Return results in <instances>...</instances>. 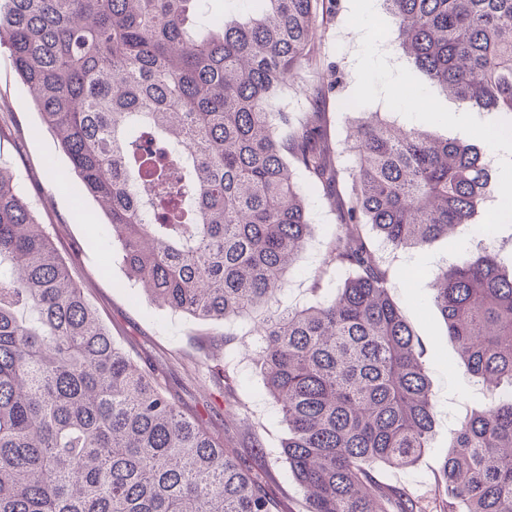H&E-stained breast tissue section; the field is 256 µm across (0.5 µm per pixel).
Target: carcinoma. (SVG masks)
I'll use <instances>...</instances> for the list:
<instances>
[{"instance_id": "obj_1", "label": "carcinoma", "mask_w": 512, "mask_h": 512, "mask_svg": "<svg viewBox=\"0 0 512 512\" xmlns=\"http://www.w3.org/2000/svg\"><path fill=\"white\" fill-rule=\"evenodd\" d=\"M0 0V46L84 194L108 203L129 275L172 311L258 318L256 353L288 427L282 454L308 512H512V269L463 253L433 303L465 371L499 393L448 448L434 508L379 481L412 465L434 412L420 345L364 234L423 248L476 223L494 193L486 153L369 116L339 189L332 87L274 111L311 32L340 0ZM408 62L465 108L512 119V0H383ZM302 173L336 212L340 287L274 310L310 222ZM239 454L120 346L0 166V512H286L259 440Z\"/></svg>"}]
</instances>
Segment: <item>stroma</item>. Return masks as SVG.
Masks as SVG:
<instances>
[{
    "label": "stroma",
    "mask_w": 512,
    "mask_h": 512,
    "mask_svg": "<svg viewBox=\"0 0 512 512\" xmlns=\"http://www.w3.org/2000/svg\"><path fill=\"white\" fill-rule=\"evenodd\" d=\"M341 5L336 19L318 23L315 28L319 68L292 71L276 107L285 112L306 111L309 84L322 78L336 83L329 134L339 146H346L352 127L368 112L400 127L429 130L442 139L461 138L457 122L460 104L403 58L393 42L394 20L381 0H341ZM7 56V50L0 48V163L14 171L20 191L46 225L58 251L75 253L71 271L85 297L113 338L132 350L142 366L165 378L184 412L202 414L207 412V405H214L213 422L238 437V449L246 456L251 453L247 433L256 430L279 497L290 512H307L306 494L281 456V443L288 430L253 359L256 338L252 322L224 325L191 321L154 301L128 278L101 205L72 193L77 179L69 161L42 126ZM423 97L433 99L435 113L418 107L417 101ZM349 100L356 102V111L341 110V102ZM308 217L311 227L306 246L289 268L286 288L278 298L282 309L311 302L315 280H322L328 288L343 280L342 274L324 264L336 230L335 212L312 194L308 197ZM473 246L468 227L462 225L456 228L454 241L441 238L424 250L412 248L385 255L392 268L417 272L409 286L392 279L390 294L424 349L434 429L429 448L416 463L405 468L383 466L376 476L417 495H429L464 419L493 400L479 379L457 366L455 345L432 304L439 275L455 261L459 249ZM227 334L232 337L228 346L213 347V340ZM227 365L233 369L232 394L237 399L230 409L225 408L218 386L207 379L208 372L222 371Z\"/></svg>",
    "instance_id": "obj_1"
}]
</instances>
